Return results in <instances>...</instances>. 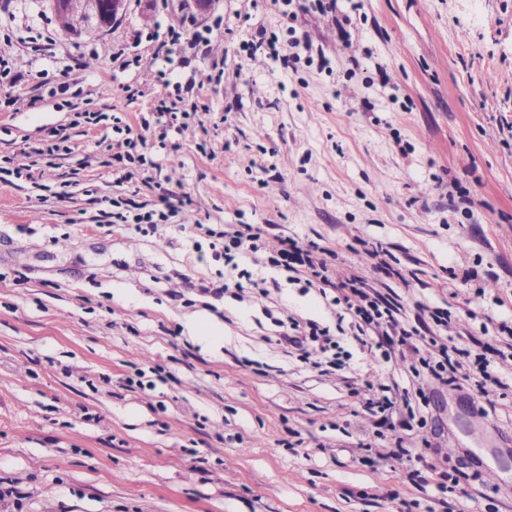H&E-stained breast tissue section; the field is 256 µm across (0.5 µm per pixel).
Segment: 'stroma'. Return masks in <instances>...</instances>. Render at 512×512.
<instances>
[{"instance_id": "obj_1", "label": "stroma", "mask_w": 512, "mask_h": 512, "mask_svg": "<svg viewBox=\"0 0 512 512\" xmlns=\"http://www.w3.org/2000/svg\"><path fill=\"white\" fill-rule=\"evenodd\" d=\"M338 6L345 39L273 0H129L76 38L45 0H0V512H512V358L498 387L410 372L433 311L473 355L512 328V0ZM260 26L306 36L295 69L244 50ZM118 120L145 138L134 162ZM106 196L177 214L146 233ZM200 224L263 228L239 260L254 287ZM287 236L328 249L329 287L271 265ZM355 276L400 298L417 350L356 337ZM194 316L219 351L187 340ZM287 317L329 329L345 367L284 354ZM385 392L414 419L377 424ZM185 328L188 338L193 342H202L205 340L212 343H219L223 339L224 344V336H220L217 327L204 318L189 320Z\"/></svg>"}]
</instances>
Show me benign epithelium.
Returning a JSON list of instances; mask_svg holds the SVG:
<instances>
[{
  "label": "benign epithelium",
  "instance_id": "7a95c632",
  "mask_svg": "<svg viewBox=\"0 0 512 512\" xmlns=\"http://www.w3.org/2000/svg\"><path fill=\"white\" fill-rule=\"evenodd\" d=\"M60 29L78 35L89 27L103 29L126 12L128 0H47Z\"/></svg>",
  "mask_w": 512,
  "mask_h": 512
}]
</instances>
